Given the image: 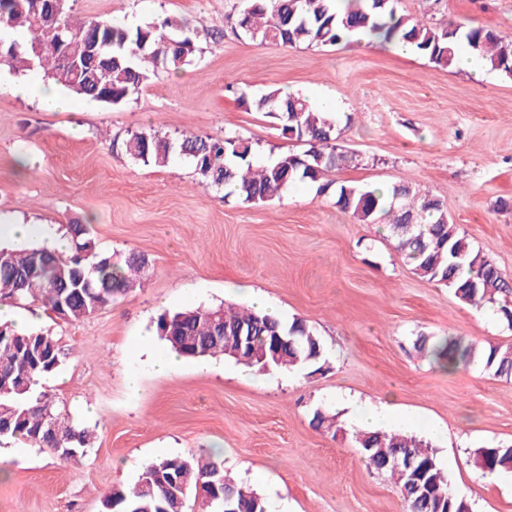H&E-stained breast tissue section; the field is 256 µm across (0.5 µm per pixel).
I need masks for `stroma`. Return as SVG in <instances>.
I'll return each mask as SVG.
<instances>
[{"mask_svg":"<svg viewBox=\"0 0 512 512\" xmlns=\"http://www.w3.org/2000/svg\"><path fill=\"white\" fill-rule=\"evenodd\" d=\"M242 4L74 0L84 20L135 27L171 17L222 34L119 107L76 98L68 110L44 111L36 96L12 94L10 69L0 65V221L82 224L101 252L148 260L139 285L90 318L64 324L40 313L38 329L57 334L65 352L43 388L96 438L75 461L1 440L0 512H103L104 496L133 485L142 462L214 448L240 483L265 473L257 491L269 512H405L393 481L368 469L350 418L337 414L345 394L393 399L424 439L443 423L446 434L432 440L453 488L472 512H512V471L491 480L472 460L480 446L512 444V378L476 362L444 370L416 347L424 336L512 346V328L493 306L473 307L415 275L383 228L341 212L316 184L298 182L253 205L199 187L187 160L146 167L122 149L131 133L150 129L232 133L253 143L257 159L275 158L304 146L241 96L280 87L314 104L333 99L348 118L338 143L361 159L333 180L428 189L512 280V77L491 71L477 81L384 48L262 45L226 21ZM398 11L512 38V0H400ZM250 292L284 321H306L326 350L322 371L257 372L184 357L161 374L133 354L142 337L167 352L160 314L243 305ZM318 412L335 415L341 433L316 427Z\"/></svg>","mask_w":512,"mask_h":512,"instance_id":"stroma-1","label":"stroma"}]
</instances>
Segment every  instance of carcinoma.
I'll list each match as a JSON object with an SVG mask.
<instances>
[{"label": "carcinoma", "mask_w": 512, "mask_h": 512, "mask_svg": "<svg viewBox=\"0 0 512 512\" xmlns=\"http://www.w3.org/2000/svg\"><path fill=\"white\" fill-rule=\"evenodd\" d=\"M399 0H248L234 28L262 44H301L334 47L359 35H378L428 59L436 67L455 66L464 49L477 52L490 68L512 75V40L479 26H435L398 13ZM26 34L22 40L9 31ZM221 32H199L164 18L153 25L127 26L111 18L72 19L71 7L54 21L34 8L33 0H0V53L22 75L40 73L76 97L121 106L161 73H176L199 50V39H216ZM70 42L63 54L59 39ZM97 44L102 62L92 68L83 62L87 41ZM249 109L277 121L284 137L301 142L306 150L259 162L250 141L235 134L222 138L156 132H134L123 150L144 166L165 167L175 157L188 160L204 188L227 189L246 203L264 204L297 181L334 189L336 206L363 224H384L396 251L420 278L453 290L461 301L476 307L498 305L500 319L512 328V284L486 257L476 251L448 218L446 202L413 183L384 188L365 187L326 179L332 172L359 165V155L338 147L340 117L312 107L300 94L269 88L240 96ZM72 242L63 258L41 246L0 245V300L39 302L65 324L84 320L134 287L146 265L144 256L130 253L115 260L102 253L80 224L65 228ZM241 330L251 337L256 360L243 366L260 371L306 370L325 365L324 346L302 319L287 325L255 309L186 308L162 313L157 320L160 339L176 353L197 359L224 355L229 337ZM274 336L293 343L279 346L278 358L261 356ZM418 348L442 368L479 361L497 377H512V348L477 349L452 337L431 342L419 339ZM62 358L60 338L50 331L20 333L0 323V438L22 440L77 460L92 448L94 432L66 419L48 432L45 416H62L55 403L38 390L44 376L55 372ZM367 466L389 477L400 491L407 512H469L467 498L453 490L436 449L413 435L396 431H355ZM404 450L413 468L396 470L387 459ZM474 464L485 472L512 468V445H487L474 452ZM268 512L267 503L251 487L238 484L210 454L170 456L140 466L134 487L115 490L102 501L104 512Z\"/></svg>", "instance_id": "carcinoma-1"}]
</instances>
